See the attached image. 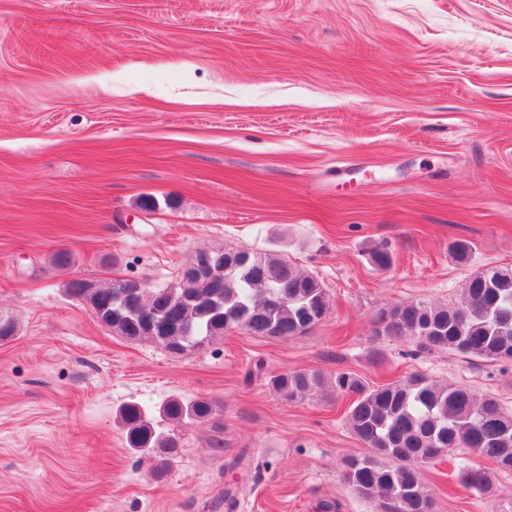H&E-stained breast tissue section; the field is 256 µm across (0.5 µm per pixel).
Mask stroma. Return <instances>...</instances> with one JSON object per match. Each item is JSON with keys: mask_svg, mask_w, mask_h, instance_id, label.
<instances>
[{"mask_svg": "<svg viewBox=\"0 0 512 512\" xmlns=\"http://www.w3.org/2000/svg\"><path fill=\"white\" fill-rule=\"evenodd\" d=\"M224 247L288 256L327 316L175 357L68 293L166 287ZM506 267L512 0H0V314L18 327L0 343V512H227L228 487L234 512H373L342 480L366 452L344 402H290L269 377L420 373L512 411V362L373 335L382 309L457 301ZM200 397L224 406L223 449L206 423L178 428L163 467L130 448L125 405ZM482 464L458 448L425 467L437 512H512V473L462 486ZM493 469L485 467H470L462 473V483L465 488L485 492L492 485Z\"/></svg>", "mask_w": 512, "mask_h": 512, "instance_id": "obj_1", "label": "stroma"}]
</instances>
